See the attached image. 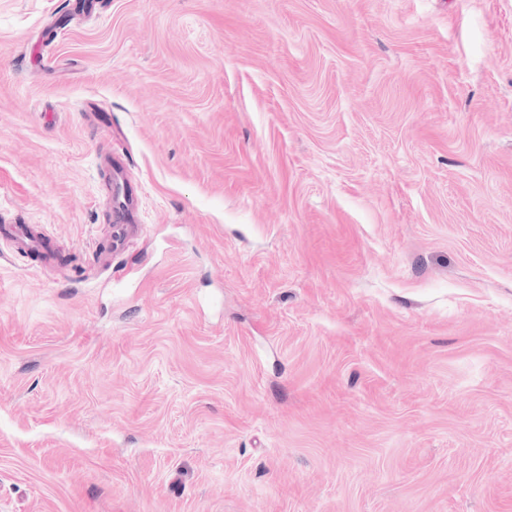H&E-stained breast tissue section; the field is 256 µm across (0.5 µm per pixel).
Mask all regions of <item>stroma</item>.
<instances>
[{
	"label": "stroma",
	"instance_id": "stroma-1",
	"mask_svg": "<svg viewBox=\"0 0 512 512\" xmlns=\"http://www.w3.org/2000/svg\"><path fill=\"white\" fill-rule=\"evenodd\" d=\"M66 2L0 0L70 258L0 243V512H512V0ZM104 167L109 172V191L111 195L110 222L121 224L122 231L125 234L124 243L118 248L112 250V235L107 248L102 252L99 251V243L97 242L93 248L95 253H99L102 261L108 267L112 265V253L120 251L126 240L136 234L139 225L135 224V213L137 210V196L134 189L128 186L123 177V169L121 163H113L112 157L103 159ZM112 189L118 193L119 204L112 209Z\"/></svg>",
	"mask_w": 512,
	"mask_h": 512
}]
</instances>
